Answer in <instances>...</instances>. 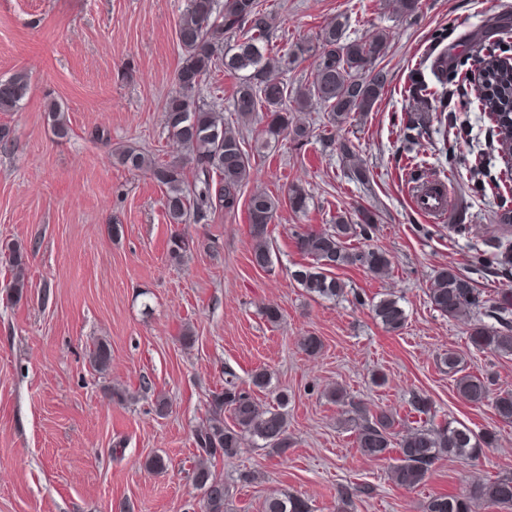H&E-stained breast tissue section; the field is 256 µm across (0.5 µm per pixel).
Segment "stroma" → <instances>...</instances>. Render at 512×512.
<instances>
[{"label":"stroma","mask_w":512,"mask_h":512,"mask_svg":"<svg viewBox=\"0 0 512 512\" xmlns=\"http://www.w3.org/2000/svg\"><path fill=\"white\" fill-rule=\"evenodd\" d=\"M417 19L399 18L389 0H263L275 17L274 47L316 39L330 21L349 38L381 30L380 61L390 83L373 111L332 126L323 110L304 113L310 141L282 140L254 156L235 211L175 226L164 213V189L117 159L133 147L156 162L184 154L164 127L184 52L176 30L184 0H0V80L23 71L31 89L19 108L0 112L11 130L0 144V512H202L193 472L200 460L229 487L228 512H265L268 499L294 495L309 512H427L431 499L456 495L475 479L512 474V422L491 404L459 396L440 359L454 352L464 373L512 392V355L477 349L469 335L486 323L443 316L428 291L441 268L471 276L483 296L512 287V277L480 273L471 258L495 229L493 195L461 200L466 171H450L448 153L489 148V124L477 105L457 118L467 141L431 123L424 143L425 180L448 185L450 209L465 208L468 234L415 204L401 172L396 125L408 102L411 71L423 64L435 30L466 41L489 19L512 13V0H423ZM60 105L71 128L54 135L47 119ZM350 141L355 159L337 144ZM367 171L357 182L352 164ZM298 184L309 194L297 213L285 198ZM257 190L281 198L268 227L272 260L251 262L248 199ZM375 216L368 246L388 254L392 270L377 278L356 265L333 269L343 296L307 293L291 273L303 261L295 225L320 228L337 215ZM183 233L190 248L173 260L168 243ZM29 254L28 287L15 299L8 249ZM399 297L407 319L387 331L371 311L385 294ZM282 313L278 324L267 306ZM318 337L314 354L302 347ZM112 349L105 373L88 360L97 341ZM266 371L257 398L273 406L287 395L289 448L279 454L245 436L231 457L203 458L194 442L209 398L225 379L249 385ZM387 382L378 386L375 375ZM340 388L344 403L328 396ZM168 408L157 413V399ZM430 410L415 411V399ZM392 410L398 431L453 422L492 432L493 447L469 460L442 458L417 486H395L390 460L360 451L366 414ZM161 456L166 466L148 468ZM370 486L371 495L360 494Z\"/></svg>","instance_id":"obj_1"}]
</instances>
